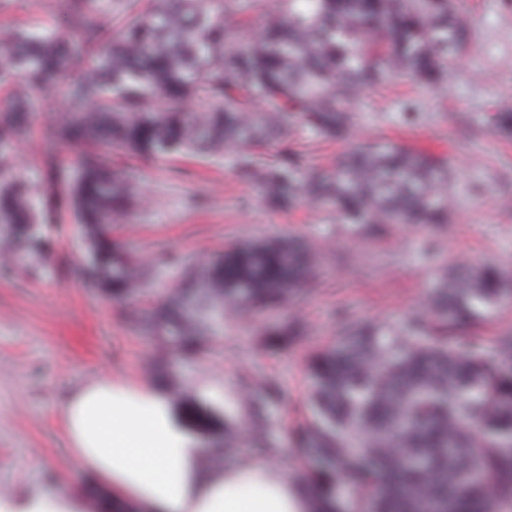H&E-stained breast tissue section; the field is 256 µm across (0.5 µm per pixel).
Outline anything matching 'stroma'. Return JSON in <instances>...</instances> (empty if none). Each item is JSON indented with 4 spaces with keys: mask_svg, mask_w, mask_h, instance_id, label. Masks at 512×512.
<instances>
[{
    "mask_svg": "<svg viewBox=\"0 0 512 512\" xmlns=\"http://www.w3.org/2000/svg\"><path fill=\"white\" fill-rule=\"evenodd\" d=\"M462 5L472 42L441 86L396 80L367 90L345 140L296 142L321 163L373 141L447 157L455 203L437 233L400 226L364 237L308 203L270 211L250 184L224 166L119 159L123 173L144 178L148 201L134 207L126 223L113 225L112 238L136 258H169L166 279L176 277L180 264L279 234L304 238L319 254L318 272L301 303L278 313L227 315L219 342L184 369L187 389L214 414L213 445L223 446L225 423L250 428L253 405L261 403L274 461L285 464L289 477L304 480V465L288 441L307 420L311 384L305 365L321 344L353 318L402 322L414 316L442 269L458 262L493 263L512 278V138L502 137L492 122L497 107L512 102V0ZM39 98V121L17 151L31 174L62 90ZM405 103L417 112L410 124L393 119ZM44 230L50 252L0 267V490L19 495L46 483L78 495L86 491V478L69 456L59 402L100 375L151 381L162 344L140 331L131 314L158 307L165 291L151 281L134 298L114 302L82 278L87 244L73 212H63ZM291 315L303 320L304 336L282 350L266 348L263 330ZM267 379L279 384L278 399L262 392Z\"/></svg>",
    "mask_w": 512,
    "mask_h": 512,
    "instance_id": "stroma-1",
    "label": "stroma"
}]
</instances>
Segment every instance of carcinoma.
Masks as SVG:
<instances>
[{
    "instance_id": "carcinoma-1",
    "label": "carcinoma",
    "mask_w": 512,
    "mask_h": 512,
    "mask_svg": "<svg viewBox=\"0 0 512 512\" xmlns=\"http://www.w3.org/2000/svg\"><path fill=\"white\" fill-rule=\"evenodd\" d=\"M264 0H57L62 27L0 26V237L28 254L50 242L37 225L74 211L90 243L87 283L128 299L167 261L146 269L108 235L143 193L112 151L147 161L227 162L272 211L309 201L368 236L448 223V161L387 144L358 145L326 164L290 146L296 135L346 137L365 89L393 79L442 83L469 47L457 0H276L258 35L245 21ZM68 78L32 182L16 148L34 120L32 96ZM512 132V106L493 116ZM66 146L87 150L74 165ZM317 256L288 235L243 243L182 271L162 307L134 317L164 338L154 380L205 355L224 309L279 311L302 298ZM512 305L493 265L455 267L426 309L400 326L347 324L309 359L311 418L293 434L314 512H512V333L492 351L464 349L458 333ZM297 321L263 333L290 346ZM182 416L207 435L209 413L182 395Z\"/></svg>"
}]
</instances>
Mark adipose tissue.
Listing matches in <instances>:
<instances>
[{"mask_svg": "<svg viewBox=\"0 0 512 512\" xmlns=\"http://www.w3.org/2000/svg\"><path fill=\"white\" fill-rule=\"evenodd\" d=\"M60 415L73 459L105 499L36 486L19 497L0 493V512H103L109 499L137 512H313V496L282 465L206 466L204 442L178 425L155 386L103 375L74 389Z\"/></svg>", "mask_w": 512, "mask_h": 512, "instance_id": "ef3b65f1", "label": "adipose tissue"}]
</instances>
